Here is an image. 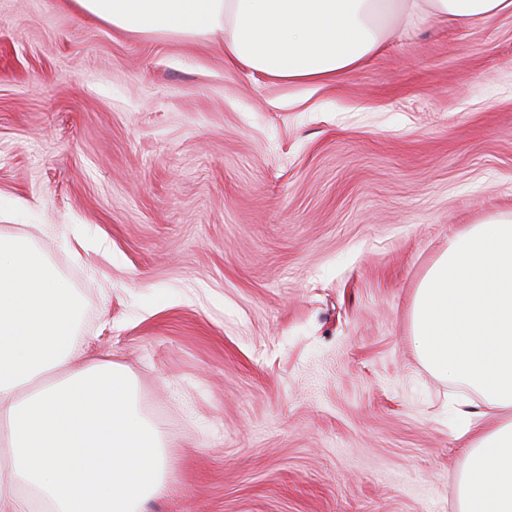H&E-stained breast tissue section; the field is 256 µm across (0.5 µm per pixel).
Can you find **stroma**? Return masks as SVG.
Listing matches in <instances>:
<instances>
[{
  "label": "stroma",
  "instance_id": "stroma-1",
  "mask_svg": "<svg viewBox=\"0 0 512 512\" xmlns=\"http://www.w3.org/2000/svg\"><path fill=\"white\" fill-rule=\"evenodd\" d=\"M509 211L512 15L393 34L319 86L0 0V225L52 226L73 368L111 353L168 439L143 512H457L464 389L420 362L411 305Z\"/></svg>",
  "mask_w": 512,
  "mask_h": 512
}]
</instances>
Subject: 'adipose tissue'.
I'll list each match as a JSON object with an SVG mask.
<instances>
[{
    "instance_id": "adipose-tissue-1",
    "label": "adipose tissue",
    "mask_w": 512,
    "mask_h": 512,
    "mask_svg": "<svg viewBox=\"0 0 512 512\" xmlns=\"http://www.w3.org/2000/svg\"><path fill=\"white\" fill-rule=\"evenodd\" d=\"M128 34L221 35L224 59L291 84L356 70L395 29L471 27L512 0H71ZM79 300L30 233L0 226V512H142L163 486L167 438L133 405L124 367L69 366ZM421 362L461 384L466 464L457 512H512V212L469 225L413 299Z\"/></svg>"
}]
</instances>
